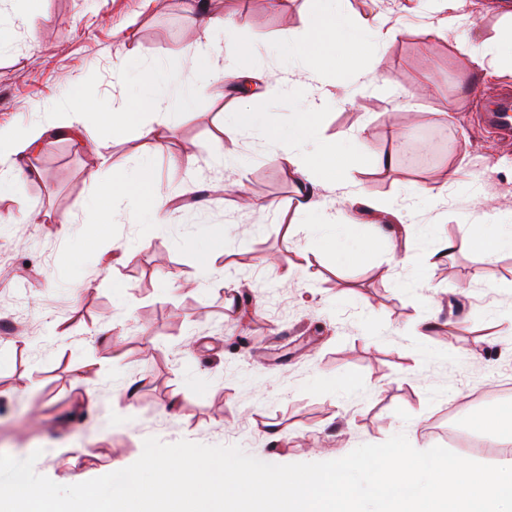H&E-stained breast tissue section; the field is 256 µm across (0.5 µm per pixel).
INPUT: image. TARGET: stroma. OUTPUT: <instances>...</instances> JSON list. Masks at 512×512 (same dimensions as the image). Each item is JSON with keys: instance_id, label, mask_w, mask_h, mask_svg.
Here are the masks:
<instances>
[{"instance_id": "stroma-1", "label": "stroma", "mask_w": 512, "mask_h": 512, "mask_svg": "<svg viewBox=\"0 0 512 512\" xmlns=\"http://www.w3.org/2000/svg\"><path fill=\"white\" fill-rule=\"evenodd\" d=\"M298 0H0V128L64 122L66 85L108 102L129 94L140 61L192 79L185 46L204 18H229L244 47L241 66L260 72V94L244 99L232 77L160 126L153 142L112 144L101 167L94 139L76 148L49 136L33 163L39 175L0 199V454L39 452L38 474L60 485L133 464L146 438L232 446L267 463L323 462L362 444H379L418 423L415 449L442 446L448 415L496 404L512 385V337L499 316L512 312V251L476 264L465 241L472 225H512V142L484 120L499 88L475 85L468 52L492 36L495 13L460 0L459 31L431 38L439 0H348L352 16L375 15L397 36L371 48L348 74L344 102L319 119L323 137L366 127L355 146L354 187L316 191L343 212L350 237L371 234L372 216L343 210L348 190L404 213L405 232L377 237L359 267L314 252L307 225L293 223L297 182L280 146L257 132L225 141L247 169L244 190L207 150L224 113L240 102L288 127L289 103L319 97L329 78L284 58L313 17ZM415 144L420 164L379 170L377 156ZM151 158L158 184L173 196L165 223L135 224L124 207L111 214L104 241L86 245L85 226L56 224L90 198L89 171L101 176ZM460 170L463 186L448 184ZM224 180L218 201L207 187ZM437 185L439 200H417L415 185ZM266 202L275 210L263 211ZM39 210L47 224L23 223ZM228 232L207 281L190 240L198 226ZM457 249L434 267L422 255L443 240ZM412 252L416 262L398 259ZM253 286L247 308L232 302L225 279ZM121 281L115 292L113 281ZM123 321L108 342L97 332ZM432 322L426 335L417 327ZM350 379L356 390L340 392ZM137 386L132 403L122 392ZM283 436L274 441L271 429Z\"/></svg>"}]
</instances>
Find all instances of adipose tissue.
Returning <instances> with one entry per match:
<instances>
[{
  "instance_id": "1",
  "label": "adipose tissue",
  "mask_w": 512,
  "mask_h": 512,
  "mask_svg": "<svg viewBox=\"0 0 512 512\" xmlns=\"http://www.w3.org/2000/svg\"><path fill=\"white\" fill-rule=\"evenodd\" d=\"M314 22L309 27L299 47L294 50L296 58L307 60L311 73L338 70V57L355 62L368 50L370 43H383L395 38L396 29H381L376 17H364L359 24H351L343 8L344 0H306ZM233 25L224 19H208L194 34L186 46V55L195 82L179 89L177 95H170L169 77L160 69L142 66L136 75L132 94L121 107H109L106 101L83 98L79 90H72L65 99L68 128L74 129L76 144H83L79 128L84 125L86 113L95 112L101 117L99 137L96 144L101 150H109L112 143L126 139L129 135L151 140L155 129L146 121L148 114H167L170 108L186 99L206 93L211 82L220 80L223 72L232 71L243 52L242 46L232 37ZM224 62L223 70H215L213 60ZM476 78L494 74L512 75V13L504 15L500 28L494 37L485 39L471 52ZM49 128L36 123L12 130L0 129V194L9 191L14 182L24 176L23 167L14 165V158L35 151ZM246 131L259 132L274 144L284 146L283 161L299 183L295 210L305 214H321L323 220L316 230V240L321 249L339 253L344 264L362 265L370 252L369 239L345 243V225L329 214L327 204L313 189L315 177H322L332 184L347 186L353 177L348 164L351 144L354 140L365 139V132L352 135L337 134L335 139L324 140L316 134V123L312 113H295L291 122V137L282 141L276 127L269 118L250 106L238 107L226 113L220 124L219 137L209 145L210 153L222 159L225 167L236 174L234 185L244 188L246 170L236 158L225 155L223 142L235 139ZM89 180L94 187V204L125 205L133 215H149L152 223L161 224L168 212L169 198L160 189L155 171L149 161H141L132 170L123 172L111 180H101L98 173H90ZM470 246L476 263L482 264L497 253L512 251V225L498 224L493 231L477 226L473 231Z\"/></svg>"
}]
</instances>
